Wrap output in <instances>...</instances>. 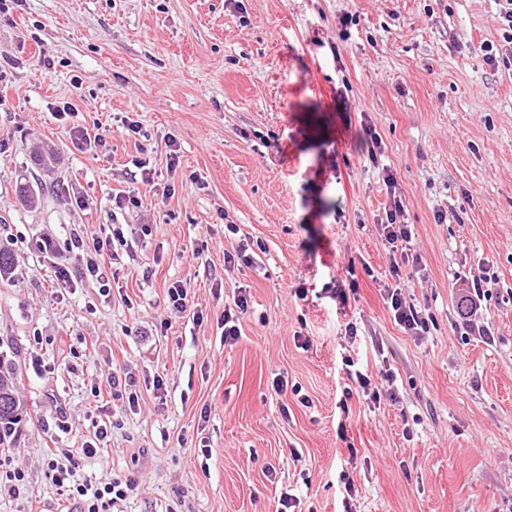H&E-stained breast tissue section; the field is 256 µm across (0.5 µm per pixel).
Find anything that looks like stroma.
<instances>
[{"label": "stroma", "mask_w": 512, "mask_h": 512, "mask_svg": "<svg viewBox=\"0 0 512 512\" xmlns=\"http://www.w3.org/2000/svg\"><path fill=\"white\" fill-rule=\"evenodd\" d=\"M498 10L497 0H0V243L17 259L14 282L0 284V340L15 349L29 412L18 446L0 448V465L25 473L0 512H69L46 457L79 453L90 389L113 373L134 380L139 403L111 401V441L84 470L139 478L120 512H278L285 492L295 512H342L344 471L353 512H512V66L491 67L482 51L502 41ZM65 101L77 114L56 120ZM74 124L105 146L73 142ZM365 125L383 140L425 264L407 288L428 321L422 337L380 294L388 195ZM37 149L54 156L51 171ZM139 160L154 184H133ZM23 176L45 187L38 208L15 198ZM132 186L140 207L115 209ZM228 221L238 234L225 235ZM88 224L122 225L128 242L106 297L91 281L58 288L37 246ZM253 239L266 247L256 264L225 269V251ZM203 242V260H191ZM487 265L497 282L478 321L490 343L456 331L460 279ZM177 281L203 322L168 309ZM242 288L249 311L230 346L217 319ZM346 356L386 361L397 401H342ZM277 377L309 405L275 396Z\"/></svg>", "instance_id": "35a3bbf8"}]
</instances>
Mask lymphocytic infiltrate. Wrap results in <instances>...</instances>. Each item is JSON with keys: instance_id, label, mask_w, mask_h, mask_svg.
Segmentation results:
<instances>
[{"instance_id": "lymphocytic-infiltrate-1", "label": "lymphocytic infiltrate", "mask_w": 512, "mask_h": 512, "mask_svg": "<svg viewBox=\"0 0 512 512\" xmlns=\"http://www.w3.org/2000/svg\"><path fill=\"white\" fill-rule=\"evenodd\" d=\"M383 182L389 194V206L380 230L392 255L390 275L392 281L384 285L381 295L394 321L412 335L421 337L428 331V324L409 295H406L403 266L419 267L420 254L412 252V230L402 224L400 218L405 210L406 201L397 190V179L391 169H384ZM124 233L117 224H97L81 230L65 246H58L52 240L41 243L43 252L53 255L70 253L75 261L74 267H61L58 279L61 286H69L72 279L99 283L102 292H109L108 272L117 260L119 246L125 245ZM492 275L476 276L464 279V290L460 304L462 327L465 332H478L486 341H493L490 328L475 327L473 316L481 310L485 300L491 294ZM346 374L349 379L343 390L344 399L359 398L367 403L380 404L382 398H395V375L390 366L380 365L368 368L354 361H346ZM108 438V427L96 424L92 437L85 441L81 457L51 454L47 467L54 486L64 492L71 500L73 512H112L114 504L137 494L140 487L138 479L118 475L101 481L83 472L85 460L94 458L101 445Z\"/></svg>"}]
</instances>
